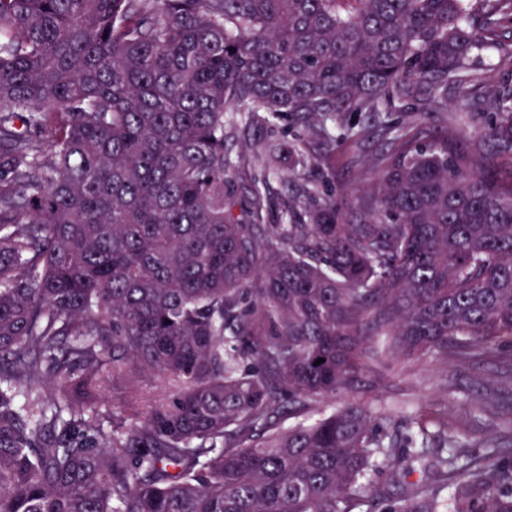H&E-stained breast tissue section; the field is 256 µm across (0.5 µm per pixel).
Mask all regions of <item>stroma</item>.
<instances>
[{
    "label": "stroma",
    "instance_id": "1",
    "mask_svg": "<svg viewBox=\"0 0 512 512\" xmlns=\"http://www.w3.org/2000/svg\"><path fill=\"white\" fill-rule=\"evenodd\" d=\"M263 140L300 145L315 162L313 168L294 176L270 178L265 188L270 207L262 213L263 223H279L282 202L297 184L314 187L318 197L335 198L341 206V223L357 222L355 199L372 185L384 144L378 128L363 124L358 136L346 138L337 131L323 138L288 116L259 113L249 127L239 130L231 151L236 166L230 175L236 188L247 187L253 163L250 147ZM350 401L386 407L399 426L405 423L404 407L444 408L449 425L469 434L473 455H480L481 444L489 439L512 447V352L503 350L468 363L427 361L391 369L375 388L338 394L331 404L337 408Z\"/></svg>",
    "mask_w": 512,
    "mask_h": 512
}]
</instances>
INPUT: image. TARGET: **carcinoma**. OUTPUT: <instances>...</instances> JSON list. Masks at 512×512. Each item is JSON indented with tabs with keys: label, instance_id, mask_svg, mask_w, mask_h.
<instances>
[{
	"label": "carcinoma",
	"instance_id": "1",
	"mask_svg": "<svg viewBox=\"0 0 512 512\" xmlns=\"http://www.w3.org/2000/svg\"><path fill=\"white\" fill-rule=\"evenodd\" d=\"M349 2L0 0V512H512L501 444L417 412L404 454L383 408L322 411L512 351V86L485 133L448 112L512 0ZM257 112L383 128L360 223L307 189L242 223ZM285 159L310 163L256 145L254 216ZM125 383L123 380H115L109 383L107 388L101 393L97 401V409L103 415L112 418V410L120 403Z\"/></svg>",
	"mask_w": 512,
	"mask_h": 512
}]
</instances>
